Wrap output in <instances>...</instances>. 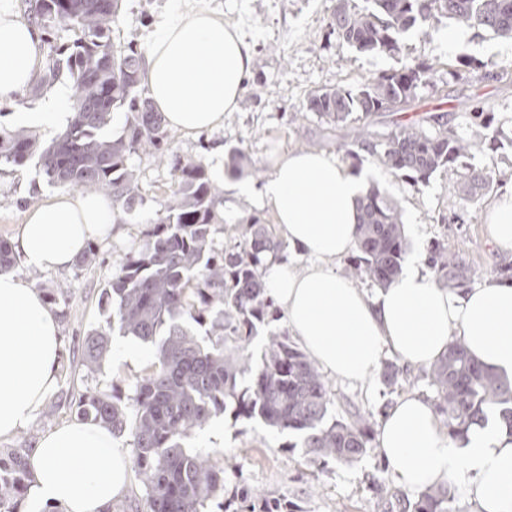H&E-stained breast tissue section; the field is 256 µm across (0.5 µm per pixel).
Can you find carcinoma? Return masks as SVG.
<instances>
[{
    "instance_id": "obj_1",
    "label": "carcinoma",
    "mask_w": 512,
    "mask_h": 512,
    "mask_svg": "<svg viewBox=\"0 0 512 512\" xmlns=\"http://www.w3.org/2000/svg\"><path fill=\"white\" fill-rule=\"evenodd\" d=\"M122 0H28L27 18L45 35L48 61L31 92L35 95L67 80L72 94L63 131L43 145L28 130L0 131V163L23 166L30 160L48 180L67 189L101 191L112 196L117 213L133 211L143 198L128 159L140 153L164 157L168 131L161 113L139 89L140 53L111 43ZM358 8L338 0L330 27L363 53L395 54L404 35L429 29L445 17L457 25L512 39V0H367ZM431 67L408 63L381 73L357 89L336 87L311 93L294 119L312 112L331 130L354 131L349 156L377 159L394 176L424 181L438 171L460 183L462 211L506 182L493 167L462 172L458 161L470 144L442 115L372 129L378 112L405 106L428 82ZM126 114L122 134L104 130L113 114ZM178 189L159 202L153 229L112 278L105 295L120 333L156 348L155 361L125 398L114 393L82 394L77 418L94 421L132 437L133 468L145 497L146 512H204L223 496L224 470L209 456L188 447L192 435L235 405L236 415L301 434L308 460L326 465L363 456L371 442V423L363 415L326 421L332 392L309 357L284 334H271L258 362L247 353L257 326L274 317L262 266L277 256L283 242L271 225L248 222L243 238L218 250L213 232L223 189L205 166L192 158L172 160ZM356 256L344 274L355 281L387 287L401 274L407 243L402 209L377 186L359 201ZM426 265L436 280L467 288L479 274L448 244L433 242ZM204 328L197 334L186 326ZM111 329L85 337L83 366L97 370L111 343ZM404 370L387 362L382 371L390 387ZM436 413L448 435L466 438L488 417L512 436V380L480 366L464 341L454 338L425 371ZM26 449L0 456V512H16L31 473ZM451 485L426 489L405 500L402 512H454ZM235 512H296L294 505L266 499Z\"/></svg>"
}]
</instances>
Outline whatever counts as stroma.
Wrapping results in <instances>:
<instances>
[{"mask_svg": "<svg viewBox=\"0 0 512 512\" xmlns=\"http://www.w3.org/2000/svg\"><path fill=\"white\" fill-rule=\"evenodd\" d=\"M203 7L223 14L226 22L239 25L262 62L253 68L237 111L228 113L222 127L196 135L173 130L169 133L171 153L200 159L213 180H220L227 169V155L242 150L251 162L242 178L261 185L271 163L280 153L296 149H318L351 165L356 171L373 172L374 181L396 200L403 211L407 236V255L424 261L433 241L447 242L481 277L497 274L512 263V249L490 243L483 209L495 201V194L483 197L482 207L465 217L464 223L451 224L447 216L460 191L456 180L438 172L428 181L395 177L372 157L351 160L349 136L325 129L316 115L296 119L308 95L316 90L338 86L355 88L367 79L399 69L411 61L431 63L434 71L429 83L421 86L415 98L402 111L377 114V128L387 131L398 124L418 122L434 113L448 116L470 142L463 163L480 168L496 166L512 173V39L492 32L471 30L462 42L448 47L441 37L453 29V22L440 19L434 31L412 29L395 54L362 53L339 39L328 26L336 0H200ZM173 6L172 0H123L121 23L113 34L117 44L142 45L151 26ZM474 61L475 68L455 74L457 59ZM490 106L492 129L499 132V147L490 150L489 130L473 121L470 114L477 102ZM129 165L139 178L143 203L119 225L117 235L97 242L100 261L94 266L72 265L59 272L37 271L16 263L13 273L31 283L42 295L56 288L67 291L65 301L56 304L62 350L57 386L50 394L56 402L54 415L37 413L15 435L0 440V455L15 448H34L41 434L75 416L72 397L86 391L129 390L143 374L144 364L119 363L106 358L100 371L86 372L82 365L83 341L94 328L107 325L110 308L103 292L126 257L138 250L155 217L159 200L176 190L177 183L168 166L149 155L131 156ZM35 162L14 167L0 165V240H11L30 206L56 193ZM273 223L268 209L256 196L224 195V219L216 226L217 247L238 242L250 219ZM328 383L334 394L331 415H343L351 408L367 415L372 427H380L385 406L394 405L408 394H425L424 382L389 389L376 380L371 389L353 385L336 377ZM224 430L211 437L201 430L191 438L190 447L201 450L224 469V502L233 504L240 487L254 496H277L296 505L298 512H400L398 498L405 491L391 471H380L377 449L352 463H331L320 467L310 463L296 448L294 432L277 431L257 419L235 417L233 410L218 415ZM381 482L386 499H379L372 488Z\"/></svg>", "mask_w": 512, "mask_h": 512, "instance_id": "stroma-1", "label": "stroma"}]
</instances>
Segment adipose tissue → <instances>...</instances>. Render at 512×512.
Returning <instances> with one entry per match:
<instances>
[{
  "label": "adipose tissue",
  "instance_id": "obj_1",
  "mask_svg": "<svg viewBox=\"0 0 512 512\" xmlns=\"http://www.w3.org/2000/svg\"><path fill=\"white\" fill-rule=\"evenodd\" d=\"M43 34L23 18L18 0H0V103L35 81ZM142 77L167 125L185 134L222 126L238 108L254 54L240 30L196 0H177L142 46ZM364 177L317 150L280 155L261 191L281 235L305 258L269 264L267 292L310 358L337 378L373 381L385 350L414 369L430 367L452 337H462L486 369L512 379V279L492 276L451 288L415 263L390 286L367 295L336 273L357 240ZM116 223L110 196L55 194L29 208L11 241L25 265L68 269L88 243L109 238ZM491 242L512 249V186L490 207ZM58 318L26 281L0 274V438L14 435L44 405L57 383ZM378 450L413 494L457 482L473 512H512V437L473 427L451 438L429 400L403 396L379 429ZM27 500L42 512H104L127 490L130 457L112 434L78 419L44 434L29 456Z\"/></svg>",
  "mask_w": 512,
  "mask_h": 512
}]
</instances>
